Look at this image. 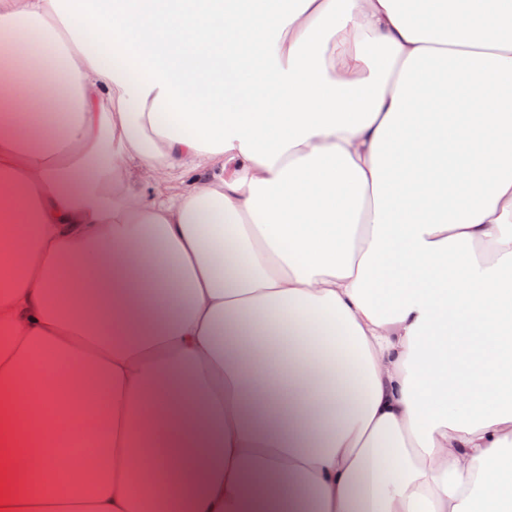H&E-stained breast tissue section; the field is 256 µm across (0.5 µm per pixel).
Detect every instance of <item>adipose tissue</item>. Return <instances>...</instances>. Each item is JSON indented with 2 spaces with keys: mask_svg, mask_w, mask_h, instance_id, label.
Masks as SVG:
<instances>
[{
  "mask_svg": "<svg viewBox=\"0 0 512 512\" xmlns=\"http://www.w3.org/2000/svg\"><path fill=\"white\" fill-rule=\"evenodd\" d=\"M0 512H512V0H0Z\"/></svg>",
  "mask_w": 512,
  "mask_h": 512,
  "instance_id": "ef3b65f1",
  "label": "adipose tissue"
}]
</instances>
